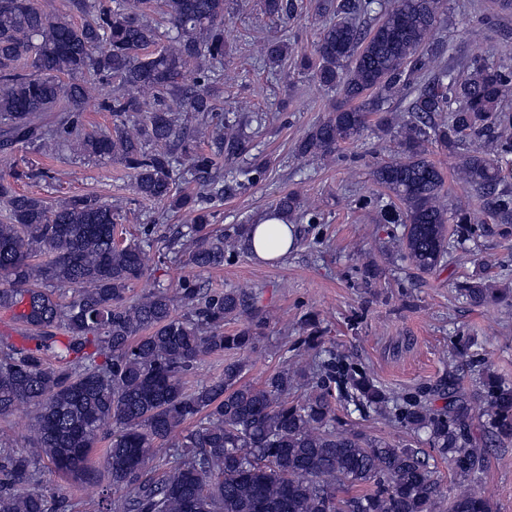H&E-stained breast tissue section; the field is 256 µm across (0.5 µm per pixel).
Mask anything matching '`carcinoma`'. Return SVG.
Wrapping results in <instances>:
<instances>
[{"instance_id":"carcinoma-1","label":"carcinoma","mask_w":512,"mask_h":512,"mask_svg":"<svg viewBox=\"0 0 512 512\" xmlns=\"http://www.w3.org/2000/svg\"><path fill=\"white\" fill-rule=\"evenodd\" d=\"M443 0H331L313 56L300 64L320 88L343 97L299 142L301 156L330 157L355 142L387 97L408 100L375 123L398 141L373 180L400 204L399 254L421 271L464 265L461 243L480 237L471 213L444 202L445 178L427 157L435 142L457 160L491 223L512 227V70L475 63L460 74L430 43ZM289 17L296 0H261ZM379 11L368 30L356 19ZM227 0H68L50 13L40 0H0V153L69 148L128 170L142 200L186 210V263L224 265L246 250L250 225L211 229V204L260 172L235 165L249 154L255 112L221 107ZM288 42L264 43L262 60L285 70ZM99 89L112 127L84 130L79 114ZM217 151L206 154L200 144ZM478 147H473L474 143ZM234 163L224 170V161ZM39 173H0V308L21 301L34 347L0 336V414L37 408L26 448L0 443V512H49L36 460L47 474L108 481L97 512H437L441 477L418 448L340 428L334 394L384 413L392 408L451 466L456 485L486 467L469 400L448 380L440 410L395 400L367 374L329 354L309 370L284 366L260 383L246 364L186 387L211 354L251 352L258 342L254 288L206 293L182 279L131 294L148 275L145 240L118 236L122 211L93 195L49 202L17 188ZM305 202L281 197L290 221ZM455 229L448 230V223ZM476 306L506 291L485 277L460 285ZM239 326L224 331V325ZM480 417L496 442L512 438V386L489 371L476 379ZM109 446L90 464L93 448ZM447 512H494L486 492L448 494Z\"/></svg>"}]
</instances>
